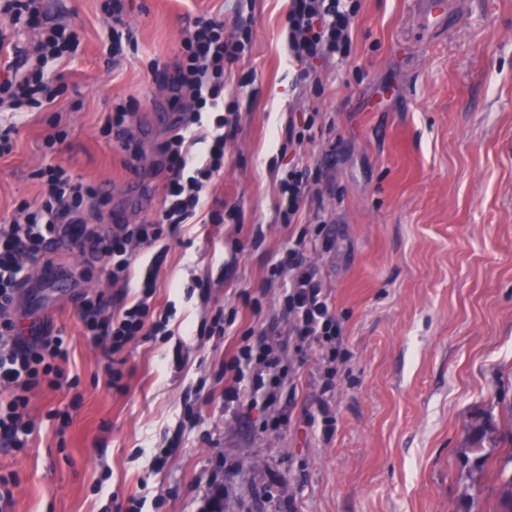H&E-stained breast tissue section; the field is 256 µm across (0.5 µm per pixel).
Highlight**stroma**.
<instances>
[{"instance_id":"1","label":"stroma","mask_w":512,"mask_h":512,"mask_svg":"<svg viewBox=\"0 0 512 512\" xmlns=\"http://www.w3.org/2000/svg\"><path fill=\"white\" fill-rule=\"evenodd\" d=\"M444 2L431 19L427 0H361L350 56L309 63L288 53V0H128L119 56L105 0H41L42 26L73 31L77 49L44 65L64 76L56 101L15 118L0 224L40 203L34 173L50 163L108 190V206L84 208L96 233L155 219L158 147L177 111L148 60L174 65L200 16L228 31L250 19L251 43L224 86L237 120L205 195L206 209L237 218L183 225L164 255L140 251L136 270L158 265L154 304L170 309L173 334L128 345L122 389L107 384L108 341L93 343L78 315L113 293L92 246L58 239L48 271L28 273L20 319L68 335L80 385L36 392L40 430L25 452L0 448L14 512H128L143 489L142 512H199L215 482L223 512H493L499 484L469 435L512 430V0ZM311 69L321 90L303 77ZM119 100L134 103L133 157L102 133ZM311 114L314 141L290 144L289 120ZM296 164L323 172L309 208L330 222L304 254L330 291L346 358L325 394L314 351L289 344L276 405L259 395L228 412L224 358L250 329L288 330L282 290L263 279L304 230L276 214V177ZM219 312L226 334H202ZM274 415L286 430L265 428ZM158 447L172 455L155 470Z\"/></svg>"}]
</instances>
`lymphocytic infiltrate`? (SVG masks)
Returning <instances> with one entry per match:
<instances>
[{
    "mask_svg": "<svg viewBox=\"0 0 512 512\" xmlns=\"http://www.w3.org/2000/svg\"><path fill=\"white\" fill-rule=\"evenodd\" d=\"M361 8L360 0H292L288 13V51L294 57L314 59L345 58L349 55L352 26ZM0 13L13 25L37 30V40L28 47L11 45L6 31H0V50L11 47L13 62L0 78V112H22L40 101H53L62 89L59 76L46 73L44 64L62 58L75 39L65 27H41L39 0H0ZM250 41L247 26L225 32L222 21L211 17L196 19L181 41V58L169 89L174 100L191 108V134L175 132L159 147L165 172L164 202L156 220L145 224L117 225L112 235L94 237V250L101 270L119 291L111 309L86 303L80 310L88 335L109 336L111 352L121 355L135 337L145 339L168 335L169 316L156 310L155 270L147 268L137 298H130L128 286L138 251L154 246L189 223L203 204L214 178L224 174V155L234 124V112H223L224 84L233 63ZM214 113L213 124L202 121ZM200 156H193L195 146ZM44 186L40 205L22 206L21 215L0 225V446L19 452L27 447L36 429L28 414L30 394L38 387L53 390L79 385L69 375L68 341L63 334L43 330L22 338L18 332L17 291L20 273L43 261L49 238L71 234L83 223L87 201L107 204V196L89 183L73 180L67 168L50 165L36 173ZM319 169L292 168L279 180L276 212L282 223H297L310 198V183L319 182ZM304 239H297L287 252L286 266L292 276L282 294V311L288 320V334L298 343H317L320 359L327 364L341 358L340 329L330 295L316 267L306 262ZM284 340L266 334L242 336L233 354L224 362V400L240 403L245 396L263 394L274 404L275 393L286 375Z\"/></svg>",
    "mask_w": 512,
    "mask_h": 512,
    "instance_id": "obj_1",
    "label": "lymphocytic infiltrate"
}]
</instances>
